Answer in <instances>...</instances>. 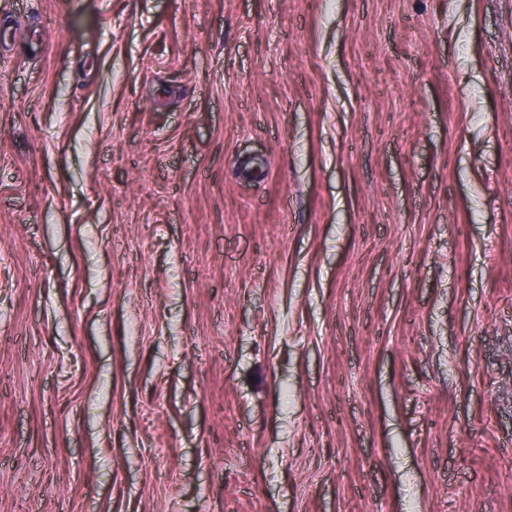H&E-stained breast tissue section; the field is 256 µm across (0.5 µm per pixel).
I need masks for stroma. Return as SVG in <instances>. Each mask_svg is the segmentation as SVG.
<instances>
[{
	"instance_id": "35a3bbf8",
	"label": "stroma",
	"mask_w": 512,
	"mask_h": 512,
	"mask_svg": "<svg viewBox=\"0 0 512 512\" xmlns=\"http://www.w3.org/2000/svg\"><path fill=\"white\" fill-rule=\"evenodd\" d=\"M0 512H512V0H0Z\"/></svg>"
}]
</instances>
